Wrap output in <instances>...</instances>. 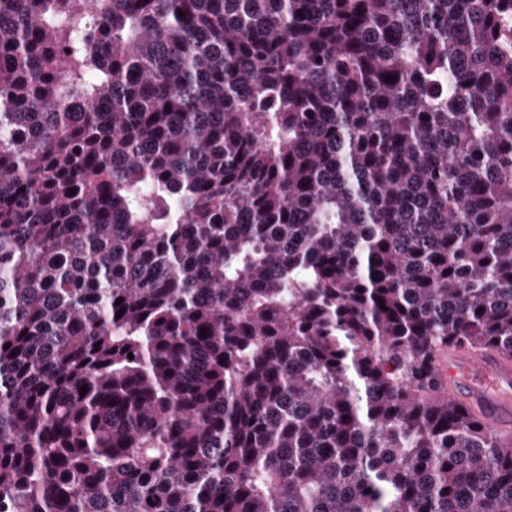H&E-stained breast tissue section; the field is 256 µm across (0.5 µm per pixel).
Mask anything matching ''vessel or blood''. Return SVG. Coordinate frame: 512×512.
<instances>
[{
  "label": "vessel or blood",
  "instance_id": "b4317fda",
  "mask_svg": "<svg viewBox=\"0 0 512 512\" xmlns=\"http://www.w3.org/2000/svg\"><path fill=\"white\" fill-rule=\"evenodd\" d=\"M442 372L450 399L477 417L493 435L512 441V355L457 348L449 351Z\"/></svg>",
  "mask_w": 512,
  "mask_h": 512
}]
</instances>
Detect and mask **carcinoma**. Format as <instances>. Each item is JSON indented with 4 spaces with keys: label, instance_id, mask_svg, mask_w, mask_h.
Returning <instances> with one entry per match:
<instances>
[{
    "label": "carcinoma",
    "instance_id": "1",
    "mask_svg": "<svg viewBox=\"0 0 512 512\" xmlns=\"http://www.w3.org/2000/svg\"><path fill=\"white\" fill-rule=\"evenodd\" d=\"M460 346L512 0H0V512H512Z\"/></svg>",
    "mask_w": 512,
    "mask_h": 512
}]
</instances>
